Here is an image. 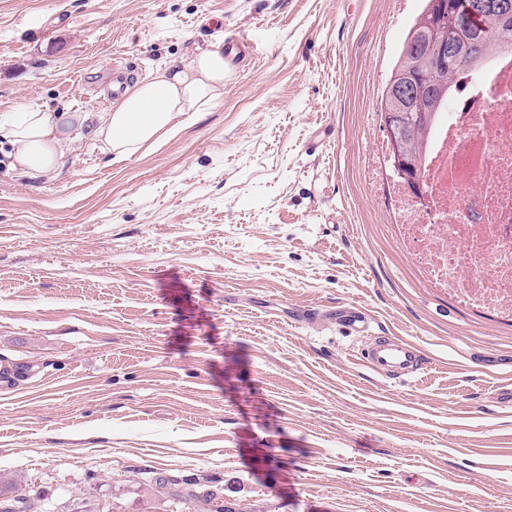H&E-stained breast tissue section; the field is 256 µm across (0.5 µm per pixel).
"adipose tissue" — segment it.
Returning <instances> with one entry per match:
<instances>
[{
  "label": "adipose tissue",
  "mask_w": 512,
  "mask_h": 512,
  "mask_svg": "<svg viewBox=\"0 0 512 512\" xmlns=\"http://www.w3.org/2000/svg\"><path fill=\"white\" fill-rule=\"evenodd\" d=\"M224 45L198 52L184 66L162 65L152 76L127 88L110 111L101 114L96 135L121 160L146 143L175 136L188 113L204 111L224 92ZM64 112L24 108L0 116V145L8 144L12 168L48 175L64 166L70 141Z\"/></svg>",
  "instance_id": "1"
}]
</instances>
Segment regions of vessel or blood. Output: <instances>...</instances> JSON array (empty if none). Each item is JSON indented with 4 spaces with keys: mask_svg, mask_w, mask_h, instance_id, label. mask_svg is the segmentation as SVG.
<instances>
[{
    "mask_svg": "<svg viewBox=\"0 0 512 512\" xmlns=\"http://www.w3.org/2000/svg\"><path fill=\"white\" fill-rule=\"evenodd\" d=\"M330 319L360 335L367 334L371 321L355 308L339 307L331 311ZM362 358L374 371L393 377L419 374L427 359L419 346L400 336H378L363 350Z\"/></svg>",
    "mask_w": 512,
    "mask_h": 512,
    "instance_id": "vessel-or-blood-1",
    "label": "vessel or blood"
}]
</instances>
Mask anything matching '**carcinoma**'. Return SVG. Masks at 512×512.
Here are the masks:
<instances>
[{"mask_svg": "<svg viewBox=\"0 0 512 512\" xmlns=\"http://www.w3.org/2000/svg\"><path fill=\"white\" fill-rule=\"evenodd\" d=\"M498 0H455L456 20L450 51L460 60L446 66L436 64L430 50L432 28L444 31L424 9L410 28L399 59L386 84L382 107L389 106L390 88L406 70L418 76L421 83L431 87V94L415 100L405 122L410 160L421 165L433 120L446 104L455 78L477 68L486 57L495 53L512 52V20L507 21L496 6ZM185 500L203 512H239L234 504L212 490L200 488L187 492Z\"/></svg>", "mask_w": 512, "mask_h": 512, "instance_id": "obj_1", "label": "carcinoma"}]
</instances>
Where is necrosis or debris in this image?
I'll return each mask as SVG.
<instances>
[{
	"label": "necrosis or debris",
	"mask_w": 512,
	"mask_h": 512,
	"mask_svg": "<svg viewBox=\"0 0 512 512\" xmlns=\"http://www.w3.org/2000/svg\"><path fill=\"white\" fill-rule=\"evenodd\" d=\"M455 84L422 159L425 201L396 190L399 227L434 285L512 313V55Z\"/></svg>",
	"instance_id": "4bbe7bcc"
}]
</instances>
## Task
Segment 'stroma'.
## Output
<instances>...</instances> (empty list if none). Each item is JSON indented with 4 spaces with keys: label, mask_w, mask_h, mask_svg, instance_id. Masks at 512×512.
<instances>
[{
    "label": "stroma",
    "mask_w": 512,
    "mask_h": 512,
    "mask_svg": "<svg viewBox=\"0 0 512 512\" xmlns=\"http://www.w3.org/2000/svg\"><path fill=\"white\" fill-rule=\"evenodd\" d=\"M422 0H0V114L69 112L49 176L0 153V479L25 512H512V317L433 288L367 166ZM253 50L116 161L85 76ZM328 127L317 151L307 142ZM339 304L370 336L331 323ZM420 346L376 375L371 336ZM361 355L374 371L397 378L419 374L427 364L421 348L401 336L374 337ZM185 500L192 503L197 510L205 512H239L234 506L236 504L230 503L226 500L223 495L218 494L212 490L206 488H200L198 490H191L187 492Z\"/></svg>",
    "instance_id": "35a3bbf8"
}]
</instances>
